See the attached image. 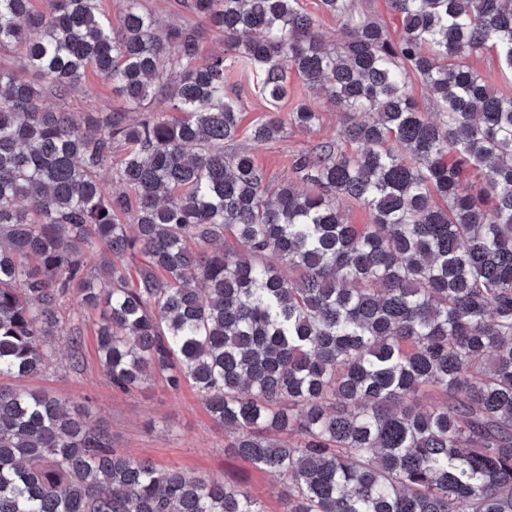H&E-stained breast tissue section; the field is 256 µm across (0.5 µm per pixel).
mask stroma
I'll return each instance as SVG.
<instances>
[{"instance_id":"stroma-1","label":"stroma","mask_w":512,"mask_h":512,"mask_svg":"<svg viewBox=\"0 0 512 512\" xmlns=\"http://www.w3.org/2000/svg\"><path fill=\"white\" fill-rule=\"evenodd\" d=\"M143 3L163 26L203 27L201 57L220 50L222 35L204 28L202 19L190 10L187 0H143ZM235 81L241 87L240 131L238 138L225 144L224 149L229 153L247 152L273 182L291 179L296 155L311 151L323 142L343 145L346 117L341 107L331 103L322 104L321 122L313 130L301 131L290 126L276 139L254 141L251 129L266 113L267 105L244 76H236ZM41 104L53 112H91L99 116L127 109L111 85L91 71L67 96L44 92ZM73 335L78 337V345H71L69 338ZM54 343L55 352L41 373L5 378V386L17 390L41 388L63 403L82 405L88 412L89 422L106 430L118 451L163 468L244 483L263 502L267 512H280L276 494L278 477L225 450L223 428L213 421L193 388L186 385L180 391L171 392L158 379L129 392L113 388L98 358L91 320L84 313L73 314Z\"/></svg>"}]
</instances>
